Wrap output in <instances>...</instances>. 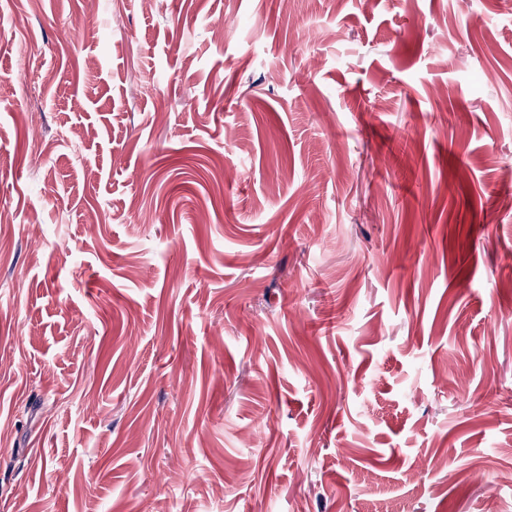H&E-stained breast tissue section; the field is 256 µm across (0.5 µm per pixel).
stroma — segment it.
Masks as SVG:
<instances>
[{"label":"stroma","mask_w":512,"mask_h":512,"mask_svg":"<svg viewBox=\"0 0 512 512\" xmlns=\"http://www.w3.org/2000/svg\"><path fill=\"white\" fill-rule=\"evenodd\" d=\"M0 512H512V0H0Z\"/></svg>","instance_id":"35a3bbf8"}]
</instances>
